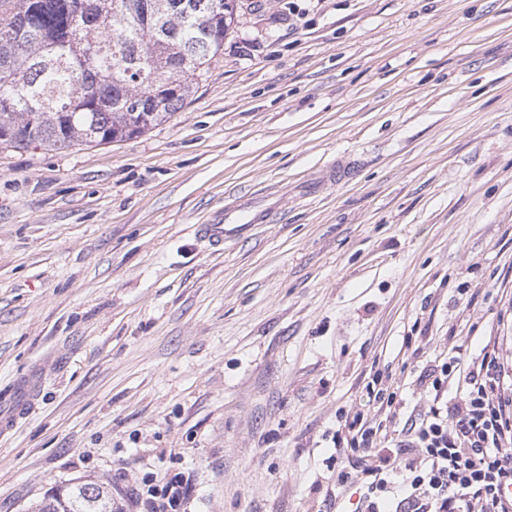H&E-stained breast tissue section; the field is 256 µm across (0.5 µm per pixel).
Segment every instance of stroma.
<instances>
[{"instance_id": "1", "label": "stroma", "mask_w": 512, "mask_h": 512, "mask_svg": "<svg viewBox=\"0 0 512 512\" xmlns=\"http://www.w3.org/2000/svg\"><path fill=\"white\" fill-rule=\"evenodd\" d=\"M343 164L344 179L324 182ZM272 222L213 247L239 200ZM496 337L512 392V0H236L168 122L0 147V512L182 474L186 512H354L341 413ZM31 391L32 384L28 381L17 386L14 393L15 404L13 406V412L11 415H0V430L3 432L10 430L13 427L17 417L20 416L24 410H27L30 407L32 404Z\"/></svg>"}]
</instances>
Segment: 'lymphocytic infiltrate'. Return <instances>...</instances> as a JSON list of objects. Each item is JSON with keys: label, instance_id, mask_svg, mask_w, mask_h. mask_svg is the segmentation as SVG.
I'll return each instance as SVG.
<instances>
[{"label": "lymphocytic infiltrate", "instance_id": "1", "mask_svg": "<svg viewBox=\"0 0 512 512\" xmlns=\"http://www.w3.org/2000/svg\"><path fill=\"white\" fill-rule=\"evenodd\" d=\"M494 345L477 355L455 348L418 380L430 403L394 430V394L369 388L380 417L355 412L337 451L363 462V512H512V395ZM148 512H185L180 475L144 483Z\"/></svg>", "mask_w": 512, "mask_h": 512}]
</instances>
